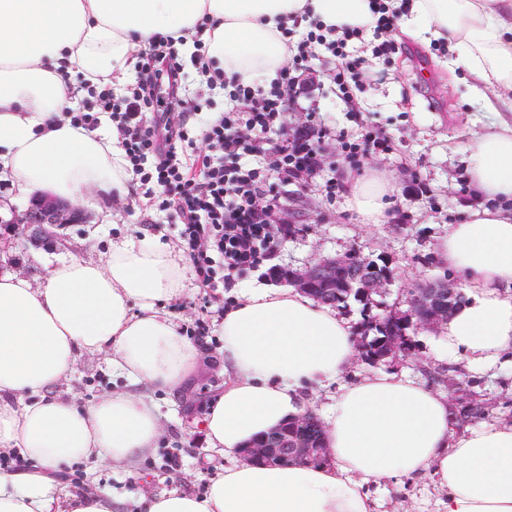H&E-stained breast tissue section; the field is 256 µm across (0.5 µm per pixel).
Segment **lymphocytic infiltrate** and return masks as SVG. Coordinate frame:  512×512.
Segmentation results:
<instances>
[{"label": "lymphocytic infiltrate", "instance_id": "f902f5d3", "mask_svg": "<svg viewBox=\"0 0 512 512\" xmlns=\"http://www.w3.org/2000/svg\"><path fill=\"white\" fill-rule=\"evenodd\" d=\"M360 34V29L347 27L331 40L313 31L307 35L308 41L326 45L334 56H345L334 87L348 105L353 102L348 77L358 71L361 60L346 57L345 49ZM139 64L144 78L127 97L124 110L114 109L112 92L105 88L97 94L96 112L75 115L72 122L92 130L99 114L110 115L132 174L160 187L162 206L175 210L200 284L214 287L219 277L231 281L233 275L268 260L288 236L278 203L269 196L272 183L289 184L317 173L325 128L311 124L285 132L278 141L267 137L272 128L283 126L287 112L298 102L302 83L297 74L306 69L307 56L298 52L291 68L280 69L270 88L234 85L230 97L236 109L207 122V152L193 164L182 157L188 129L144 120L145 113L163 106L156 94L160 82L177 83L181 64L172 38L155 36L141 52ZM247 153L263 155L265 166L242 167L239 160Z\"/></svg>", "mask_w": 512, "mask_h": 512}]
</instances>
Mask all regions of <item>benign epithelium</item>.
Segmentation results:
<instances>
[{
  "mask_svg": "<svg viewBox=\"0 0 512 512\" xmlns=\"http://www.w3.org/2000/svg\"><path fill=\"white\" fill-rule=\"evenodd\" d=\"M83 212L72 206L65 198L53 195L33 197L28 207L14 216L12 225L20 226L28 233V239L36 244L51 245L59 239V231L74 224L84 223ZM343 258H322L302 270L283 269L276 274L277 280L295 285L304 293L316 296L320 292L332 293L326 299L331 303L336 300V289H318V284H325L336 279V268ZM363 267V278L350 292L365 301L372 295L385 291V285L392 282L393 273L389 267L369 264V260L358 262ZM409 310L405 314H390L383 317L387 325V336L382 340V350L374 358L378 362L394 357L408 350L410 338L406 329L414 326L418 329L434 327L448 319V315L460 301L456 289L448 287V278L436 279L422 288L406 290ZM247 459L264 465H286L290 460L306 463L323 462L327 458V448L323 444L288 442V431L275 436V441L261 439L244 450Z\"/></svg>",
  "mask_w": 512,
  "mask_h": 512,
  "instance_id": "benign-epithelium-1",
  "label": "benign epithelium"
}]
</instances>
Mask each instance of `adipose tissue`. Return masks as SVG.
Masks as SVG:
<instances>
[{
    "instance_id": "1",
    "label": "adipose tissue",
    "mask_w": 512,
    "mask_h": 512,
    "mask_svg": "<svg viewBox=\"0 0 512 512\" xmlns=\"http://www.w3.org/2000/svg\"><path fill=\"white\" fill-rule=\"evenodd\" d=\"M205 16L211 25L197 33ZM307 19L362 26L369 0H0V174L25 196L126 195L118 132L71 123L86 96L76 73L124 82L136 48L161 33L188 47L201 37L226 79L264 86L285 62L282 29ZM401 28L446 42L469 97L493 116L468 147L469 174L498 205L468 209L436 251L465 299L435 345L484 366L512 352V0H413ZM394 195L370 177L349 206L361 223L383 224ZM184 292L180 256L156 237L113 240L97 262L62 261L39 287L0 274V453L37 465L0 473V512H120L92 493L56 497L55 474L80 460L125 465L157 446L159 415L135 389L175 390L199 367L203 349L165 309ZM222 334L226 381L205 429L226 464L203 495H146L143 512H373L367 483L423 473L445 493L437 512H512V425L457 430L447 393L397 374L340 387L321 414L327 461L244 460L247 445L309 413L308 392L338 380L355 337L329 306L263 287L237 296ZM100 353L128 390L84 406L56 395L79 357Z\"/></svg>"
}]
</instances>
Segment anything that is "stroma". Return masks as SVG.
<instances>
[{"label": "stroma", "mask_w": 512, "mask_h": 512, "mask_svg": "<svg viewBox=\"0 0 512 512\" xmlns=\"http://www.w3.org/2000/svg\"><path fill=\"white\" fill-rule=\"evenodd\" d=\"M393 42L397 50L389 58L372 53L375 43ZM363 57L357 94L358 120H351L344 103L333 94L336 61L323 47H313L307 74L313 111L291 109L287 127L319 124L330 137L322 144V166L306 187L274 185L273 192L293 228L270 265L240 273L230 287L211 292L200 287L192 262H185V294L170 309L183 333L200 341L207 355L186 390L176 393L154 391L152 398L165 432L157 448L133 466L113 468L84 461L72 463L79 482L57 479L58 495L96 493L121 502L123 512H137L146 494L173 490L201 494L210 477L223 467L224 458L209 448L204 418L210 402L224 387L221 356L223 341L219 326L224 309L236 291L261 283H272L270 266L301 269L321 257H341L356 251L378 264L389 265L395 279L385 293L362 303L349 300L342 316L352 327L362 325L365 316H382L406 311L405 289L442 276L435 260L438 244L467 207L487 205L475 193L466 169L465 148L484 130L488 119L466 96L461 76L451 74L446 63L448 48L441 42L411 38L400 27L389 31L366 30L362 39L349 46ZM184 65V97L189 105L182 111L188 130H197L200 117L194 105L206 112H224L230 107L227 90L211 86L189 51H181ZM376 127L392 139L394 150L363 159L358 172L346 169L335 136L359 134L364 127ZM377 176L391 181L396 202L384 224L361 223L348 207L350 190L357 177ZM336 183L335 195H327V183ZM130 193L119 199L87 192L76 202L89 216L88 223L62 230L61 240L52 245H35L22 230L9 224L24 210L28 197L21 195L8 177L0 178V270H10L35 285L44 284L60 260H99L116 236L140 238L159 236L161 241L181 246V226L172 212L162 210L149 199L145 186L130 180ZM204 332H197V325ZM412 352L378 364L354 359L343 376L352 382L375 372H397L409 378L447 390L449 378L467 381L474 400L483 403L486 423H512V354L485 367L453 361L447 352L436 350L430 329L409 330ZM123 378L112 374L106 355L82 357L71 378L58 392L88 404L102 392L123 388ZM375 512H434L442 492L431 476L423 474L402 482L372 483L368 486Z\"/></svg>", "instance_id": "35a3bbf8"}]
</instances>
